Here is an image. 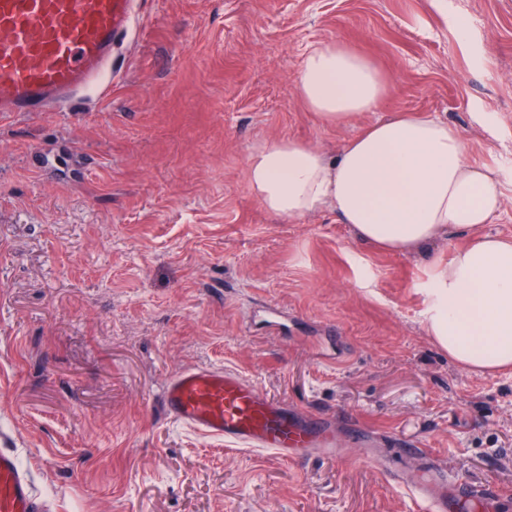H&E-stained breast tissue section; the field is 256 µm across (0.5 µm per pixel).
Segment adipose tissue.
Wrapping results in <instances>:
<instances>
[{"mask_svg": "<svg viewBox=\"0 0 512 512\" xmlns=\"http://www.w3.org/2000/svg\"><path fill=\"white\" fill-rule=\"evenodd\" d=\"M389 88L344 44L305 56L296 93L329 125L374 109ZM246 180L285 219L333 210L358 238L393 252L427 246L452 231L490 223L505 206L495 173L468 160L462 136L433 117L397 114L349 140L336 158L282 140L251 154ZM425 294L427 332L459 365L512 366V242L484 235L433 260Z\"/></svg>", "mask_w": 512, "mask_h": 512, "instance_id": "1", "label": "adipose tissue"}]
</instances>
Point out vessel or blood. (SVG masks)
<instances>
[{
	"label": "vessel or blood",
	"mask_w": 512,
	"mask_h": 512,
	"mask_svg": "<svg viewBox=\"0 0 512 512\" xmlns=\"http://www.w3.org/2000/svg\"><path fill=\"white\" fill-rule=\"evenodd\" d=\"M135 0H0V114L60 112L76 98L105 95L112 85V48L134 23ZM167 417L196 432L245 448L292 458L308 448L335 450L327 418L300 414L262 396L242 375L189 367L170 377ZM411 491L424 512H447L449 494L473 512L500 498L492 485L449 484L431 466ZM0 512H46L31 476L0 450Z\"/></svg>",
	"instance_id": "vessel-or-blood-1"
}]
</instances>
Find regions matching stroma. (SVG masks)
Wrapping results in <instances>:
<instances>
[{"label":"stroma","instance_id":"obj_1","mask_svg":"<svg viewBox=\"0 0 512 512\" xmlns=\"http://www.w3.org/2000/svg\"><path fill=\"white\" fill-rule=\"evenodd\" d=\"M446 2L138 0L107 97L0 116V449L51 512H416L393 480L422 466L404 441L512 512V369H464L423 316L428 264L467 234L385 251L330 210L275 216L245 177L260 144L332 158L414 111L497 172L484 230L512 239V0ZM337 40L390 83L343 126L295 91ZM193 366L328 415L335 454L287 461L172 422L163 385Z\"/></svg>","mask_w":512,"mask_h":512}]
</instances>
